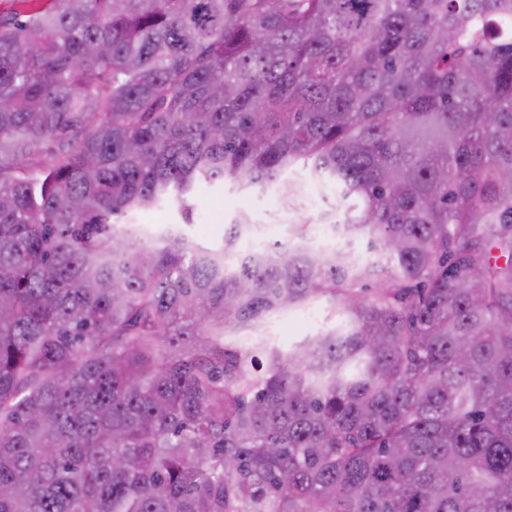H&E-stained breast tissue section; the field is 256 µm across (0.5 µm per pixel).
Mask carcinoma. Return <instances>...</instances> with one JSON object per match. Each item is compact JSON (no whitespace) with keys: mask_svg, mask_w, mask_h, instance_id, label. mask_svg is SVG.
<instances>
[{"mask_svg":"<svg viewBox=\"0 0 512 512\" xmlns=\"http://www.w3.org/2000/svg\"><path fill=\"white\" fill-rule=\"evenodd\" d=\"M297 167L386 263L135 224ZM0 512H512V0L0 17ZM325 297L286 310H275L266 314L263 333L279 348L288 350L304 339L334 327L338 318L332 315Z\"/></svg>","mask_w":512,"mask_h":512,"instance_id":"1","label":"carcinoma"}]
</instances>
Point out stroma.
I'll use <instances>...</instances> for the list:
<instances>
[{"label": "stroma", "instance_id": "35a3bbf8", "mask_svg": "<svg viewBox=\"0 0 512 512\" xmlns=\"http://www.w3.org/2000/svg\"><path fill=\"white\" fill-rule=\"evenodd\" d=\"M294 177L304 187V195L299 210L286 212L278 186L272 185L265 190L237 191L220 182L200 184L195 192L197 222L184 226L178 213L168 207L139 214L138 224L155 230L166 228L185 229L187 234L195 237L200 247L212 249L220 247L224 239V226L233 214L244 210L265 230L268 241L296 245V238L288 234L289 223H307V244H314L313 226L321 211L334 202L336 191L332 183L315 178L310 171L296 170ZM336 318L331 313L327 298L286 310H275L266 314L263 332L281 349H288L304 339L333 327Z\"/></svg>", "mask_w": 512, "mask_h": 512}]
</instances>
